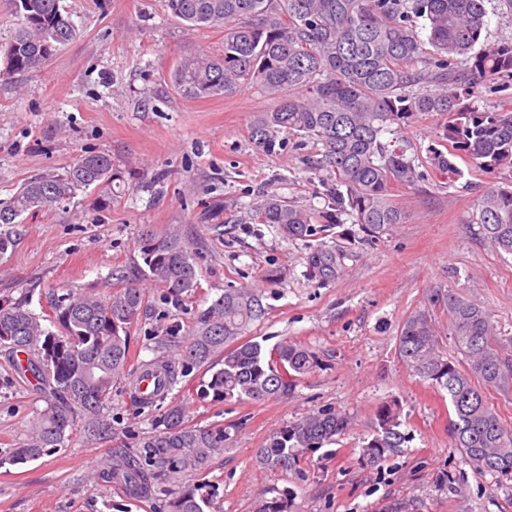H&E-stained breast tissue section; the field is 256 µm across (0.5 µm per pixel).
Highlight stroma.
I'll return each instance as SVG.
<instances>
[{
  "label": "stroma",
  "mask_w": 512,
  "mask_h": 512,
  "mask_svg": "<svg viewBox=\"0 0 512 512\" xmlns=\"http://www.w3.org/2000/svg\"><path fill=\"white\" fill-rule=\"evenodd\" d=\"M77 29L40 73L0 79V200L28 179L65 174L86 151L111 157L127 179L111 209L89 205L86 192L63 209L28 216L15 249L0 257V299H29L48 310L65 289L112 290L116 277L137 280L145 307L130 330L128 372L171 355L168 336H185L193 310L227 288L257 291L267 309L248 339L265 347L290 341L314 351L315 370L288 396L266 402H201L192 390L199 368L180 376L168 398L182 403L188 423L229 429L223 456L206 476L218 496L212 512H257L264 500L288 498V512H512V480L475 472L451 446L448 395L412 376L398 353L403 322L454 290L484 305L499 346L512 355V256L497 253L473 224L489 186L512 182V169L484 173L463 164L455 183L429 170L442 147L446 116L418 113L391 124L425 180L398 190L407 223L382 241L350 245L336 235L290 241L275 227L252 234L253 209L268 197L315 211L327 201L307 161L319 145L286 138L262 150L250 138L257 113L279 100L260 87L189 100L168 73L184 54H215L219 28L189 30L165 0H64ZM183 230L194 244L200 287L174 302L138 278L144 228ZM333 268L313 278V253ZM397 401L401 452L370 468L360 448L377 427L382 403ZM40 394L25 386L12 357L0 350V456L26 443ZM346 413L349 432L336 444L301 457L295 468L263 467L256 451L283 425L323 408ZM165 406H132L116 383L103 413L116 440L69 435L62 447L24 465L0 466V512H153L93 474L117 441L134 446L156 431Z\"/></svg>",
  "instance_id": "stroma-1"
}]
</instances>
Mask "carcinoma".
Returning <instances> with one entry per match:
<instances>
[{"instance_id": "cac0c4a2", "label": "carcinoma", "mask_w": 512, "mask_h": 512, "mask_svg": "<svg viewBox=\"0 0 512 512\" xmlns=\"http://www.w3.org/2000/svg\"><path fill=\"white\" fill-rule=\"evenodd\" d=\"M20 27L8 45L17 74L41 71L77 30L63 0H13ZM171 15L188 28L224 29V49L216 55L186 54L170 72L174 89L187 99L228 96L255 84L279 96V106L258 113L251 139L262 149L280 144L287 133L322 146L310 160L320 179L327 208L313 214L276 198L256 206L254 223L276 226L291 240L314 235L313 222L331 231L351 222L362 236L339 233L350 244L379 240L408 213L395 198L398 187L424 179L405 150L382 133L418 112L448 116L446 150L433 149L431 170L452 183L463 176L458 160L484 172L512 169V113L460 107L479 87L512 79V44L490 43L485 0H166ZM422 20L426 39L417 31ZM471 59L466 66L463 61ZM124 183L111 158L80 155L63 175L25 182L0 201V256L15 246L21 216L53 211L77 191H90L89 206H112L114 188ZM473 223L497 252L512 255V189L489 187L477 201ZM147 280L176 298L199 288L193 248L180 234L147 230L139 240ZM448 315V335L462 355L448 359L441 350L430 310L408 317L398 336L399 355L422 381L448 394L449 431L474 470L512 478V430L487 397V390L512 385V358L501 354L490 312L450 290L431 300ZM145 304L133 286L107 295L93 288L56 297L47 318L29 301L0 299V348L37 353L27 364L46 402L34 419L27 444L12 448L0 465H23L61 446L78 428L96 440L111 432L103 409L115 382L125 375L128 334ZM266 315L262 298L251 290L228 288L194 312L188 334L174 357L142 364L141 377L152 391L134 388L131 402L141 408L163 400L178 382V369L199 367L194 388L201 401H265L288 395L297 380L319 364L307 348L280 343L271 350L243 340L249 325ZM58 328L54 332L45 321ZM400 409L386 403L377 411L378 430L361 447L365 466H377L400 452ZM161 429L118 451L94 481L121 484L133 499L162 503L163 512H205L216 498L204 477L224 454V426L188 425L182 407L171 403L159 417ZM349 418L321 409L275 432L258 449L259 462L282 471L308 451L336 443Z\"/></svg>"}]
</instances>
